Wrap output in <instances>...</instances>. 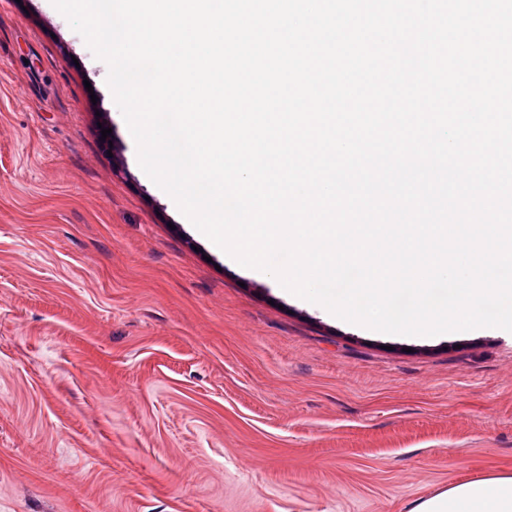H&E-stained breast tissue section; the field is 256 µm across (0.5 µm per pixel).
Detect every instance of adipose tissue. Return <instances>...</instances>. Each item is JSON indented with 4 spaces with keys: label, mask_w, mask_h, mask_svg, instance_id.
<instances>
[{
    "label": "adipose tissue",
    "mask_w": 512,
    "mask_h": 512,
    "mask_svg": "<svg viewBox=\"0 0 512 512\" xmlns=\"http://www.w3.org/2000/svg\"><path fill=\"white\" fill-rule=\"evenodd\" d=\"M411 512H512V475L461 482L416 502Z\"/></svg>",
    "instance_id": "ef3b65f1"
}]
</instances>
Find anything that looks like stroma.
Returning <instances> with one entry per match:
<instances>
[{
    "instance_id": "35a3bbf8",
    "label": "stroma",
    "mask_w": 512,
    "mask_h": 512,
    "mask_svg": "<svg viewBox=\"0 0 512 512\" xmlns=\"http://www.w3.org/2000/svg\"><path fill=\"white\" fill-rule=\"evenodd\" d=\"M107 76L50 0L0 5V512H409L512 474V332L375 333L255 278Z\"/></svg>"
}]
</instances>
